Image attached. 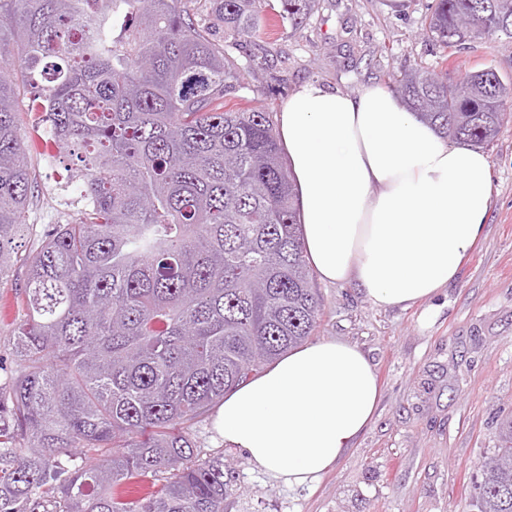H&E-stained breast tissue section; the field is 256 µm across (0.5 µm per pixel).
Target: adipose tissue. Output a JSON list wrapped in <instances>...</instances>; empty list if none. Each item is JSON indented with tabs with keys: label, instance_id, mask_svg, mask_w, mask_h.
I'll list each match as a JSON object with an SVG mask.
<instances>
[{
	"label": "adipose tissue",
	"instance_id": "obj_1",
	"mask_svg": "<svg viewBox=\"0 0 512 512\" xmlns=\"http://www.w3.org/2000/svg\"><path fill=\"white\" fill-rule=\"evenodd\" d=\"M278 119L319 280L355 284L379 308L435 298L484 233L492 196L484 151L440 137L380 85L350 96L308 82ZM380 398L359 347L319 341L228 392L215 424L269 478L303 486L353 446Z\"/></svg>",
	"mask_w": 512,
	"mask_h": 512
}]
</instances>
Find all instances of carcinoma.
I'll use <instances>...</instances> for the list:
<instances>
[{
	"label": "carcinoma",
	"mask_w": 512,
	"mask_h": 512,
	"mask_svg": "<svg viewBox=\"0 0 512 512\" xmlns=\"http://www.w3.org/2000/svg\"><path fill=\"white\" fill-rule=\"evenodd\" d=\"M219 0L237 45L294 33L318 0ZM448 49L512 44V0H435ZM0 280L33 198L16 107L24 92L88 201L25 259L16 369L0 382V512H224V461L189 428L315 330L293 179L270 112L233 109L241 65L183 0H0ZM415 65L392 90L445 139L498 136L512 81L495 68ZM477 512H512V419L482 464ZM169 474L159 492L111 489Z\"/></svg>",
	"instance_id": "obj_1"
}]
</instances>
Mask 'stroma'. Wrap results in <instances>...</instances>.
<instances>
[{
	"mask_svg": "<svg viewBox=\"0 0 512 512\" xmlns=\"http://www.w3.org/2000/svg\"><path fill=\"white\" fill-rule=\"evenodd\" d=\"M433 0H320L296 33H269L232 48L261 56L249 75L250 107L279 112L307 81L343 94L378 84L413 64L481 69L512 78V45L477 39L442 58L425 34ZM486 150L493 194L482 242L456 281L433 301L381 309L354 286L315 282L323 307L312 341L359 346L371 358L382 394L370 427L313 487L290 488L228 448L214 412L193 425L202 457L224 458V512H476L473 483L481 461L499 446L512 416V99ZM18 122L36 182L30 228L18 252L35 253L55 225L76 218L80 189L68 177L74 157L47 140L40 115L21 107ZM26 267L0 281V380L14 370L13 339L23 311Z\"/></svg>",
	"mask_w": 512,
	"mask_h": 512,
	"instance_id": "1",
	"label": "stroma"
}]
</instances>
